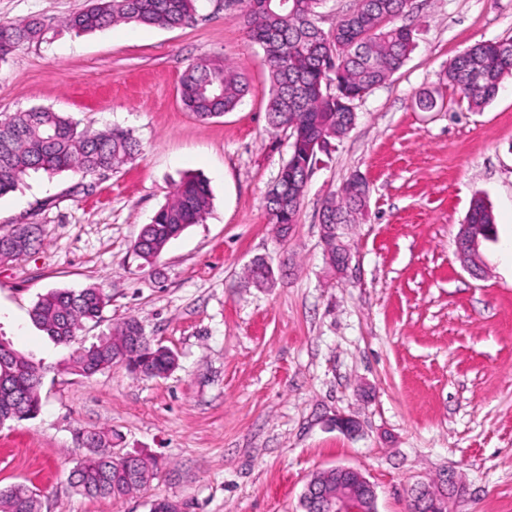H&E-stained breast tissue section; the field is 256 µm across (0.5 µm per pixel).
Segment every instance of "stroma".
Wrapping results in <instances>:
<instances>
[{"label":"stroma","instance_id":"obj_1","mask_svg":"<svg viewBox=\"0 0 512 512\" xmlns=\"http://www.w3.org/2000/svg\"><path fill=\"white\" fill-rule=\"evenodd\" d=\"M88 0H0V25L41 20L39 40L0 63V113L46 106L97 132L132 129L140 152L89 176L30 174L0 196V232L38 225L41 243L0 262V338L40 362L42 407L0 427V487L24 484L41 512H302L311 475L359 469L378 512H405L407 492L452 470L455 512H512V78L482 111L443 72L474 44L512 38V0H412L415 48L388 81L356 101L357 120L321 153L296 224L275 226L266 195L289 156L267 119L269 81L243 19L199 0L188 27L119 23L78 35L64 21ZM217 58L249 92L202 121L179 101L184 68ZM438 106L421 111L420 93ZM354 173L368 209L339 228L346 273L326 260L323 200ZM186 175L211 188L210 213L171 240L154 265L132 251L144 224ZM495 224L484 276L463 269L456 237L474 197ZM264 258L275 280L246 275ZM101 288L109 302L67 346L30 318L53 289ZM138 318L178 365L139 378L116 364L91 377L64 361ZM356 421V432L336 425ZM107 429L114 454L157 458L140 491L89 498L69 475L78 430Z\"/></svg>","mask_w":512,"mask_h":512}]
</instances>
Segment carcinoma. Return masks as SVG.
Returning <instances> with one entry per match:
<instances>
[{
    "mask_svg": "<svg viewBox=\"0 0 512 512\" xmlns=\"http://www.w3.org/2000/svg\"><path fill=\"white\" fill-rule=\"evenodd\" d=\"M197 0H91L84 10L66 19L78 34L93 33L117 23L161 29L192 25ZM240 7L247 37L262 50L269 77L266 106L272 129L289 132L288 160L267 193L266 207L276 224H294L304 200L306 173L318 154L345 136L356 116L351 105L383 84L408 58L415 46L413 30L398 25L411 0H353L333 32L321 27L325 0H230ZM35 20L0 25V62L22 44L39 38ZM512 75V40L483 41L448 63L445 79L469 105L480 108L498 92L502 79ZM248 92L243 73L222 60L200 59L180 77V101L201 120L233 111ZM139 151L129 129L113 126L91 133L79 129L68 114L31 107L0 115V195L14 190L31 171L48 174L71 171L89 175L119 169ZM362 176L352 174L347 187L327 197L320 223L356 224L369 193H352L348 185ZM211 206L205 181L186 177L172 198L142 227L133 252L145 263L156 262L165 246L193 224L203 223ZM488 238L495 219L477 198L466 219ZM17 225L0 234V261L35 248L39 236L29 237ZM107 304L96 287L55 289L42 295L31 310L32 322L56 343H68L87 321H98ZM116 363L134 375L160 378L177 365L176 355L156 345L139 320L130 317L111 336L70 356L65 369L92 376ZM42 367L0 341V423L35 418L41 409ZM86 454L73 471L72 484L88 497L123 498L141 490L159 469L158 460L139 455L115 456L112 432L82 433ZM0 512H39L36 494L24 485L0 489Z\"/></svg>",
    "mask_w": 512,
    "mask_h": 512,
    "instance_id": "obj_1",
    "label": "carcinoma"
}]
</instances>
